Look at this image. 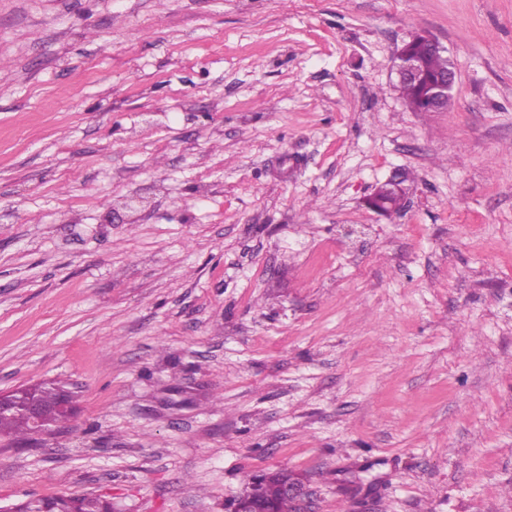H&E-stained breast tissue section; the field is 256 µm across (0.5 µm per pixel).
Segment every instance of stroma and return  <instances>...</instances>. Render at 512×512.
<instances>
[{
  "instance_id": "35a3bbf8",
  "label": "stroma",
  "mask_w": 512,
  "mask_h": 512,
  "mask_svg": "<svg viewBox=\"0 0 512 512\" xmlns=\"http://www.w3.org/2000/svg\"><path fill=\"white\" fill-rule=\"evenodd\" d=\"M0 59V391L79 393L1 506L512 512V0H0ZM407 43L408 41L395 52L392 69L398 79V84L412 83L403 84L399 87L402 97L414 112H433L427 107L421 88L416 86L427 83L426 100L429 106L435 112H440L448 104L449 111L452 107L451 91L456 78L454 67H450L453 66L452 61L447 56H444L443 53L428 54L426 69L429 76H436L445 71L448 72L427 81L423 57L419 55L422 53L423 48L413 45L411 50L416 54L410 53L406 49ZM448 67L450 68L448 69ZM403 179L404 176H398L378 184L369 198L370 207L382 214L394 207L396 202H404L406 194ZM280 472H266L259 481H249L242 494L234 499V501L243 496H251L258 507L271 509L270 512H296L293 502L288 500V498H291L296 502L298 512L306 511L302 506L309 498V487L304 480L285 478L277 487V492L279 495L287 496L288 498L274 499L270 497V492L268 491L270 483L279 476ZM29 512H112V500L101 495H59L29 500Z\"/></svg>"
}]
</instances>
